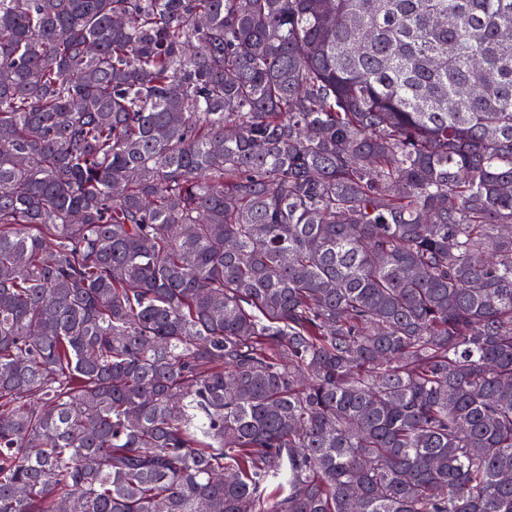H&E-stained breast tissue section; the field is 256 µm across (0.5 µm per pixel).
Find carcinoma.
<instances>
[{
	"instance_id": "1",
	"label": "carcinoma",
	"mask_w": 512,
	"mask_h": 512,
	"mask_svg": "<svg viewBox=\"0 0 512 512\" xmlns=\"http://www.w3.org/2000/svg\"><path fill=\"white\" fill-rule=\"evenodd\" d=\"M512 512V0H0V512Z\"/></svg>"
}]
</instances>
